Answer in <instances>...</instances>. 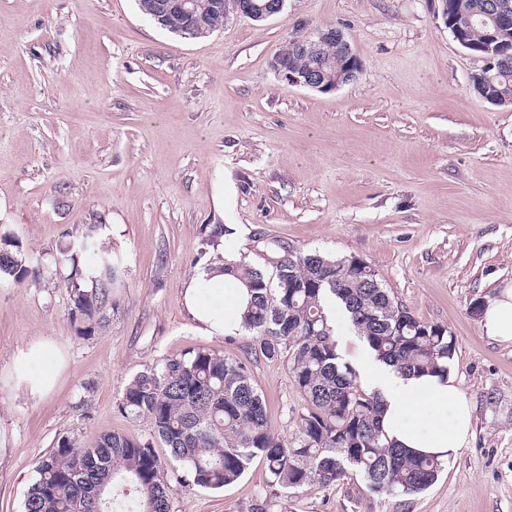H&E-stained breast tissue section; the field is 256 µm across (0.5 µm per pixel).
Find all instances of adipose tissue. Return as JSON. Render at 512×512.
I'll use <instances>...</instances> for the list:
<instances>
[{
    "label": "adipose tissue",
    "instance_id": "obj_1",
    "mask_svg": "<svg viewBox=\"0 0 512 512\" xmlns=\"http://www.w3.org/2000/svg\"><path fill=\"white\" fill-rule=\"evenodd\" d=\"M249 293L240 282L225 276L223 259L216 258L195 268L183 291L184 307L198 326L212 336L241 331ZM486 336L512 344V286L489 298L482 311ZM63 366L50 343L22 353L13 373L28 383L34 394L44 396L55 387ZM360 374L383 399L382 428L393 445L446 461L468 443L473 409L451 376L422 373L401 376L377 359L364 360Z\"/></svg>",
    "mask_w": 512,
    "mask_h": 512
}]
</instances>
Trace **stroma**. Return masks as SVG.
Instances as JSON below:
<instances>
[{
    "label": "stroma",
    "instance_id": "stroma-1",
    "mask_svg": "<svg viewBox=\"0 0 512 512\" xmlns=\"http://www.w3.org/2000/svg\"><path fill=\"white\" fill-rule=\"evenodd\" d=\"M325 27L362 73L327 94L284 83L272 60ZM482 67L435 0H286L199 39L137 0H0V235L29 269L0 279V512H23L36 460L66 435L149 441L179 470L119 403L137 372L194 348L246 362L272 431L295 439L306 402L287 358L255 357L243 332L206 335L183 307L210 224L256 265L259 238L368 262L417 318L448 327L473 436L415 495L358 476L284 489L258 458L221 489L169 480L171 512H512V344L471 311L512 284V106L474 91ZM105 245L118 277L87 337L66 278ZM45 341L67 366L36 398L12 366Z\"/></svg>",
    "mask_w": 512,
    "mask_h": 512
}]
</instances>
